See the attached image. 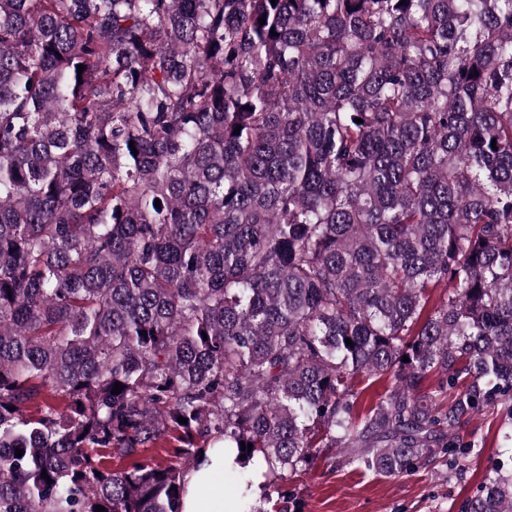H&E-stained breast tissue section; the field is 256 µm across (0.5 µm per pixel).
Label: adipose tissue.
I'll use <instances>...</instances> for the list:
<instances>
[{"mask_svg": "<svg viewBox=\"0 0 512 512\" xmlns=\"http://www.w3.org/2000/svg\"><path fill=\"white\" fill-rule=\"evenodd\" d=\"M235 457L234 451L207 448L185 476V493L181 512H225L223 493L215 492L217 476L223 475Z\"/></svg>", "mask_w": 512, "mask_h": 512, "instance_id": "obj_1", "label": "adipose tissue"}]
</instances>
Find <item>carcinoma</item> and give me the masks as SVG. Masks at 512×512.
I'll list each match as a JSON object with an SVG mask.
<instances>
[{
  "instance_id": "carcinoma-1",
  "label": "carcinoma",
  "mask_w": 512,
  "mask_h": 512,
  "mask_svg": "<svg viewBox=\"0 0 512 512\" xmlns=\"http://www.w3.org/2000/svg\"><path fill=\"white\" fill-rule=\"evenodd\" d=\"M499 407L512 0H0V512H179L173 440L412 474Z\"/></svg>"
}]
</instances>
